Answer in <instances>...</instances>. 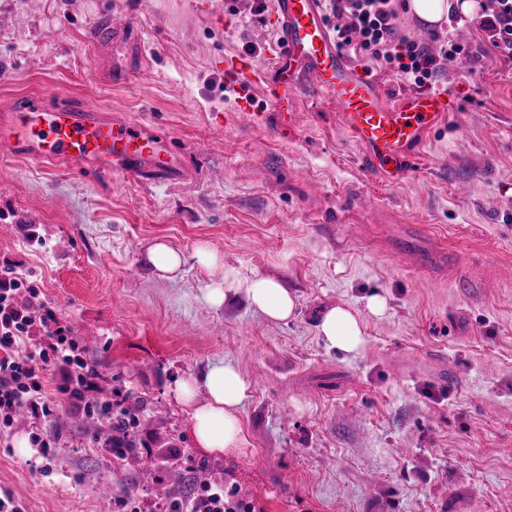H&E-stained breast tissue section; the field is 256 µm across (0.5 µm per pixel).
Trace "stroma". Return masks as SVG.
<instances>
[{
  "instance_id": "1",
  "label": "stroma",
  "mask_w": 512,
  "mask_h": 512,
  "mask_svg": "<svg viewBox=\"0 0 512 512\" xmlns=\"http://www.w3.org/2000/svg\"><path fill=\"white\" fill-rule=\"evenodd\" d=\"M0 0V111L15 98L97 102L166 131L190 170L155 184L35 164L0 147V266L14 263L101 374V394L140 400L159 448L182 473L206 466L257 512H512V61L475 22L428 26L400 12L403 34L475 56L443 70L450 110L399 182L365 172L335 103L298 100L301 125L273 135L265 88L252 111L225 58L272 62V11L254 0ZM223 25H216V16ZM164 240L188 256L174 280L144 263ZM436 253L422 269L396 253ZM206 243L242 276L293 287L294 318L274 322L237 300L203 298L192 263ZM379 297L382 313L367 301ZM349 306L355 351L327 349L321 312ZM234 364L249 385L243 450L211 453L193 436L176 380ZM49 378L52 420L14 421L0 440V492L26 512H100L99 491L138 499L155 484L146 453L114 462L106 426ZM60 434L43 473L32 431Z\"/></svg>"
}]
</instances>
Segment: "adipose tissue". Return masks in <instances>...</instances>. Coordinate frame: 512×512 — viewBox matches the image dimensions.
<instances>
[{"label":"adipose tissue","mask_w":512,"mask_h":512,"mask_svg":"<svg viewBox=\"0 0 512 512\" xmlns=\"http://www.w3.org/2000/svg\"><path fill=\"white\" fill-rule=\"evenodd\" d=\"M145 258L155 273L167 279L179 276L187 261L195 260L211 275L204 287V299L211 306H222L230 297L242 294L250 307L271 320L283 322L296 313L297 295L287 285L263 276L240 277L236 270L224 268L209 245H199L188 259L165 242L156 241L148 246ZM317 334L327 348L353 351L361 334L358 317L347 306H333L322 315ZM200 387L208 393L202 404L196 401V390ZM247 390L246 380L229 362L209 366L201 380L176 382L177 397L192 409L193 432L199 447L212 453L243 447L245 438L238 414Z\"/></svg>","instance_id":"1"}]
</instances>
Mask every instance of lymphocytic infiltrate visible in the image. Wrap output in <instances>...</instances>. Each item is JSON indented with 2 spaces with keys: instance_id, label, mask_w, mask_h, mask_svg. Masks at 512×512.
Masks as SVG:
<instances>
[{
  "instance_id": "lymphocytic-infiltrate-1",
  "label": "lymphocytic infiltrate",
  "mask_w": 512,
  "mask_h": 512,
  "mask_svg": "<svg viewBox=\"0 0 512 512\" xmlns=\"http://www.w3.org/2000/svg\"><path fill=\"white\" fill-rule=\"evenodd\" d=\"M336 20L342 47L384 65L408 86H434L443 65L469 51L444 40L438 52L401 35L395 0H324ZM481 25L490 31L493 48L512 60V0H482ZM41 291L25 273L8 264L0 269V427L11 428L15 414L27 410L35 419L53 416L45 391L47 374L59 375L58 390L87 415H98L111 435L107 446L114 460L126 455L128 444H142L140 421L128 418L120 400L101 405L87 398L98 386L100 372L81 356L56 312L40 300ZM246 503L224 495L220 481L196 486L181 498H162L160 512H241Z\"/></svg>"
}]
</instances>
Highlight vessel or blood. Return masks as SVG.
I'll return each instance as SVG.
<instances>
[{
  "instance_id": "obj_1",
  "label": "vessel or blood",
  "mask_w": 512,
  "mask_h": 512,
  "mask_svg": "<svg viewBox=\"0 0 512 512\" xmlns=\"http://www.w3.org/2000/svg\"><path fill=\"white\" fill-rule=\"evenodd\" d=\"M273 8L278 46L272 65L259 70L248 58H227L229 84L245 95L265 87L281 131L300 124L299 98L333 101L343 128L362 149L364 168L385 181L405 178L427 134L447 115L444 89L389 97L339 47L323 0H273ZM0 143L39 162L105 176L169 182L186 175L183 155L167 133L112 119L91 104L17 98L0 114Z\"/></svg>"
}]
</instances>
